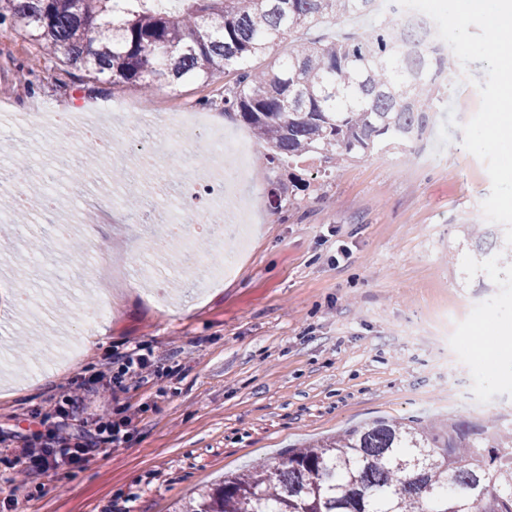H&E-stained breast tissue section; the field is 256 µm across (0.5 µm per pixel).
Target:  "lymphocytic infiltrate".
<instances>
[{
	"label": "lymphocytic infiltrate",
	"mask_w": 512,
	"mask_h": 512,
	"mask_svg": "<svg viewBox=\"0 0 512 512\" xmlns=\"http://www.w3.org/2000/svg\"><path fill=\"white\" fill-rule=\"evenodd\" d=\"M156 373L151 356L135 348L116 355L111 368L95 378H73L69 389L54 402V422L26 435L23 447L13 448L0 435V462L18 469L28 483L62 467L84 464L100 452L102 444L121 442L131 424L127 415L110 420L90 413L91 397L108 386L123 389L149 383Z\"/></svg>",
	"instance_id": "1"
}]
</instances>
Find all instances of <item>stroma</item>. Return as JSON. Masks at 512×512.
<instances>
[{"label":"stroma","mask_w":512,"mask_h":512,"mask_svg":"<svg viewBox=\"0 0 512 512\" xmlns=\"http://www.w3.org/2000/svg\"><path fill=\"white\" fill-rule=\"evenodd\" d=\"M195 83H164L151 95L95 81L46 56L22 35L0 33V170L30 162L22 189L28 218L0 223V290L36 289L39 313L0 300V431L26 433L30 411L47 414L50 395L89 377L114 352L141 348L159 366L150 383L105 389L93 412L132 418L127 439L83 467L61 468L38 486L15 487L0 463V501L21 512H168L224 471L273 462L287 450L377 418L448 412L492 419L512 413V379L491 386L464 348L493 334L494 309L512 308V278L464 274L457 258L483 227L491 182L467 152L460 123L433 122L419 139L339 162L328 174L300 171L305 188L286 212L268 203V177L253 146L248 171L223 202L170 195L173 172L204 166L221 181L199 133L173 154L127 128L115 102L151 99L197 107ZM111 112L94 173H78L84 131H32L26 114ZM128 170L113 184L114 167ZM56 192L55 223L44 221V189ZM128 193L157 207L177 204L181 221L150 220L112 204ZM243 219L246 244L214 237L210 223ZM66 240L72 258L48 261ZM119 277L109 299L93 295L96 250ZM230 254L236 274L215 284L206 264ZM483 302L457 321L444 366L419 326L437 312Z\"/></svg>","instance_id":"1"}]
</instances>
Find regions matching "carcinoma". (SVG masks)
I'll return each mask as SVG.
<instances>
[{"instance_id":"1","label":"carcinoma","mask_w":512,"mask_h":512,"mask_svg":"<svg viewBox=\"0 0 512 512\" xmlns=\"http://www.w3.org/2000/svg\"><path fill=\"white\" fill-rule=\"evenodd\" d=\"M172 13L153 0H0V26L62 57L66 66L145 93L168 81L202 85L231 77L219 100L266 145L271 205L295 200L288 172L310 159L324 169L381 143L421 137L440 101V78L456 58L414 49L401 21L356 38L310 40L304 31L372 0H185ZM288 55L275 57L282 43ZM96 48H91V44ZM270 59L262 69L254 62ZM512 256L505 227L478 245L469 265L489 270ZM512 512V421H378L230 474L173 512Z\"/></svg>"}]
</instances>
